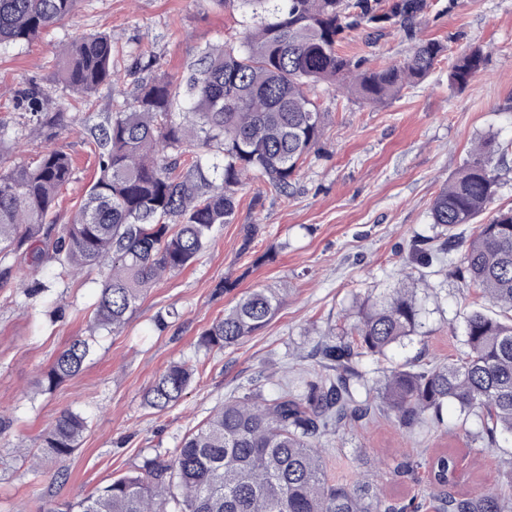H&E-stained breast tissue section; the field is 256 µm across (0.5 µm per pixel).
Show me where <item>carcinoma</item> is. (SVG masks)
Listing matches in <instances>:
<instances>
[{
	"instance_id": "1",
	"label": "carcinoma",
	"mask_w": 512,
	"mask_h": 512,
	"mask_svg": "<svg viewBox=\"0 0 512 512\" xmlns=\"http://www.w3.org/2000/svg\"><path fill=\"white\" fill-rule=\"evenodd\" d=\"M78 2L0 0V52L61 24ZM217 2L240 11L241 36L206 46L182 75L155 72L149 63L129 93L124 84L131 70L118 66L112 37L82 35L58 55L56 111L31 85L12 97L18 128L0 119V146L50 137L66 110L80 111L99 87L112 88L106 120L82 128L97 166L70 223L48 221L74 176L69 152L54 148L35 162L0 166V263L11 255L33 265L54 261L59 275L71 279L100 272L90 317L97 329L119 330L150 288L191 267L210 247L214 226L232 223L238 191L248 181L277 197L293 195L299 169L326 134L312 88L383 104L424 82L445 52L441 41L423 35L430 0ZM393 29L414 41L401 61L374 65L340 50L355 31L374 44ZM483 61V49L471 48L451 66L448 83L466 86ZM494 153L490 136L474 144L430 209L431 223L450 231L448 238L411 256L424 267L465 247L467 282L499 309L495 316L474 310L465 318L458 358L401 364L386 373L377 397L357 394L358 358L385 357L422 327V305L401 280L388 296L357 306L351 338L331 335L319 343L315 355L328 374L301 390L286 382L268 396L252 384L214 406L168 459L146 458L138 471L42 512H408L413 501L383 500L367 476L352 484L331 480L320 440L377 413L410 431L439 426L450 404L477 418L488 444L512 437V208L477 222L497 192ZM461 224L476 225L466 242L451 233ZM283 292H247L201 332L199 346L242 343L272 321ZM90 354L87 338H72L48 367V386L79 375ZM195 375L186 364L167 366L145 390V404L158 412L173 408ZM87 429L81 413L65 411L42 435V448L63 462ZM427 464L435 487L448 486L458 469L450 448ZM434 498L438 512H512V494L496 489Z\"/></svg>"
}]
</instances>
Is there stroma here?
Here are the masks:
<instances>
[{"instance_id": "obj_1", "label": "stroma", "mask_w": 512, "mask_h": 512, "mask_svg": "<svg viewBox=\"0 0 512 512\" xmlns=\"http://www.w3.org/2000/svg\"><path fill=\"white\" fill-rule=\"evenodd\" d=\"M438 2L427 34L448 50L429 78L382 105L317 89L327 132L318 153L302 165L294 195L274 197L257 182L239 191L233 223L217 229L192 267L151 288L119 333L90 329L99 274L73 281L59 278L51 261L34 270L14 262V273L48 289L26 296L0 286V414L13 421L11 433L0 437V512H39L47 502L72 499L135 471L144 457L175 448L213 406L264 372L284 368L289 378L302 380L323 375L309 357L312 347L327 334L344 335L357 302L394 288L413 247L439 235L431 202L476 138L490 135L507 147L493 206L512 208V0H457L449 13L441 10L447 0ZM240 19L212 0H79L61 25L0 55V85L34 84L58 98L56 52L76 36L97 32L111 33L125 66L148 50L162 71L177 75L207 44L235 33ZM474 46L485 51L480 73L465 87L450 86L451 65ZM60 146L76 166L52 214L66 224L95 167L78 134L64 128L50 140L6 146L0 164L32 162ZM246 224L257 231L245 251ZM410 285L425 307L423 325L387 359H363L369 384L396 364L443 361L462 349L463 322L479 301L477 289L449 274L444 261L413 269ZM264 287L285 291L264 329L232 348L198 347L216 316L249 289ZM74 336L90 338V360L78 376L47 388L45 371ZM174 361L193 365L196 378L177 407L159 413L145 405L143 393ZM67 409L89 422L80 447L65 462L44 457L31 467L43 432ZM444 419L440 427L405 431L379 416L340 431L323 441L328 471L351 482L363 475L364 460L375 461V478L388 499L411 498L421 503L420 512H436L424 460L432 449L452 448L459 474L450 492L478 485L512 489V440L488 446L476 436V419L463 418L453 406ZM405 461L415 469L403 476L396 467ZM62 469L67 479H59Z\"/></svg>"}]
</instances>
